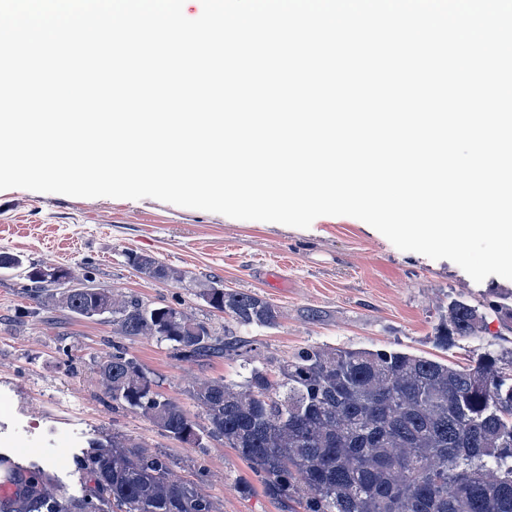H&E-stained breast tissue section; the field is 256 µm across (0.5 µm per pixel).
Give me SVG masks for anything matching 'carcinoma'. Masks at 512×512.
<instances>
[{
  "label": "carcinoma",
  "mask_w": 512,
  "mask_h": 512,
  "mask_svg": "<svg viewBox=\"0 0 512 512\" xmlns=\"http://www.w3.org/2000/svg\"><path fill=\"white\" fill-rule=\"evenodd\" d=\"M131 264L152 277L182 275L131 253ZM0 269L24 270L35 297L54 287L50 267L24 265L0 253ZM207 304L241 327L271 328L278 309L265 299L212 286ZM60 307L91 319L112 315L117 335L158 336L187 360L222 359L242 348L207 323L171 306L118 299L102 288L51 294ZM483 306L512 333V304L496 293ZM483 313L466 300L448 304L436 328L442 345L478 333ZM112 402L141 411L174 438L190 419L155 390L123 348L98 366ZM193 398L206 432L247 460L283 512H512V357L487 351L467 367L384 349L309 346L253 366L243 383L214 380ZM86 497L55 494L43 472L12 475L15 490L0 497V512H219L197 487L173 477L170 461L116 439L95 442L79 462Z\"/></svg>",
  "instance_id": "obj_1"
}]
</instances>
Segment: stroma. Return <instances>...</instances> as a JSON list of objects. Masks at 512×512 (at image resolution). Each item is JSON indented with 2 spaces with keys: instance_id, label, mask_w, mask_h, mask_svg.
Instances as JSON below:
<instances>
[{
  "instance_id": "stroma-1",
  "label": "stroma",
  "mask_w": 512,
  "mask_h": 512,
  "mask_svg": "<svg viewBox=\"0 0 512 512\" xmlns=\"http://www.w3.org/2000/svg\"><path fill=\"white\" fill-rule=\"evenodd\" d=\"M25 264L60 266L76 281L153 307L173 306L216 334L247 341L243 356L187 361L157 337H118L110 319L71 317L50 299H31L27 280L0 270V476L5 465L39 468L69 495H82L78 457L118 435L168 457L220 512H281L250 464L222 440L195 447L140 411L113 405L96 375L120 341L198 425L206 420L195 384L242 381L253 365L308 346L386 349L465 366L482 353L512 349L499 316L485 311L477 335L443 346L435 329L454 299L478 303L489 292L512 297V280L473 281L454 262L397 249L354 217L321 216L307 229L236 220L152 198H78L22 188L0 191V253ZM152 257L182 275L153 278L128 253ZM221 283L274 304L272 329L238 326L201 294Z\"/></svg>"
}]
</instances>
